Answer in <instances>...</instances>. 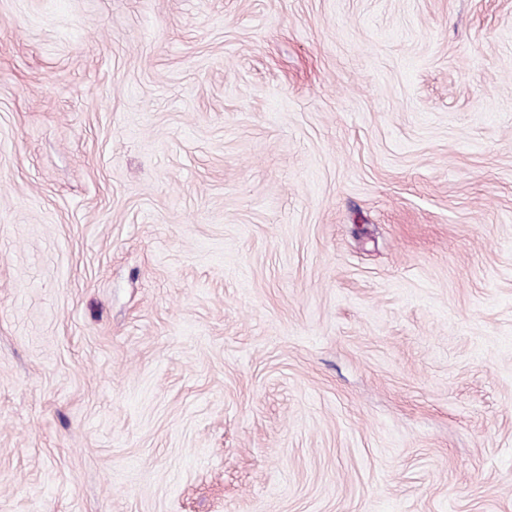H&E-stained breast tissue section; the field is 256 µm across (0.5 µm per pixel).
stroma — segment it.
Listing matches in <instances>:
<instances>
[{"label":"stroma","mask_w":512,"mask_h":512,"mask_svg":"<svg viewBox=\"0 0 512 512\" xmlns=\"http://www.w3.org/2000/svg\"><path fill=\"white\" fill-rule=\"evenodd\" d=\"M0 512H512V0H0Z\"/></svg>","instance_id":"1"}]
</instances>
